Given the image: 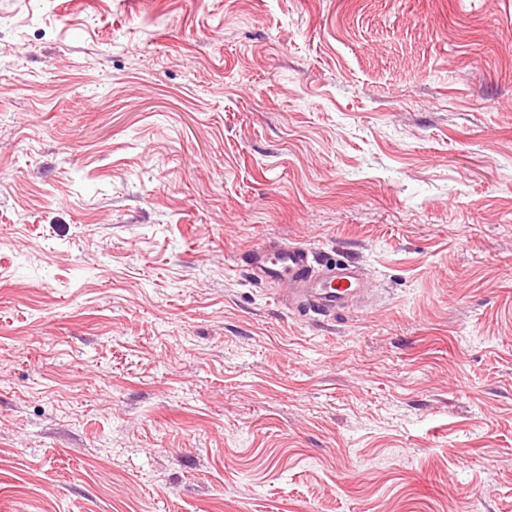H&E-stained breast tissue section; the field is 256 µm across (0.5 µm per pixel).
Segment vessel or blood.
<instances>
[{"mask_svg":"<svg viewBox=\"0 0 512 512\" xmlns=\"http://www.w3.org/2000/svg\"><path fill=\"white\" fill-rule=\"evenodd\" d=\"M246 264L258 280L287 284L297 306L315 308L327 315L344 309L361 291L353 268L318 262L301 246L278 245L255 251Z\"/></svg>","mask_w":512,"mask_h":512,"instance_id":"1","label":"vessel or blood"}]
</instances>
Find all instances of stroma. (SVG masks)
Instances as JSON below:
<instances>
[{
    "label": "stroma",
    "mask_w": 512,
    "mask_h": 512,
    "mask_svg": "<svg viewBox=\"0 0 512 512\" xmlns=\"http://www.w3.org/2000/svg\"><path fill=\"white\" fill-rule=\"evenodd\" d=\"M0 512H512V0H0ZM250 274L259 281L288 284L296 307L321 310L335 315L362 291L351 267L336 268L301 246L277 245L252 252L247 261Z\"/></svg>",
    "instance_id": "stroma-1"
}]
</instances>
